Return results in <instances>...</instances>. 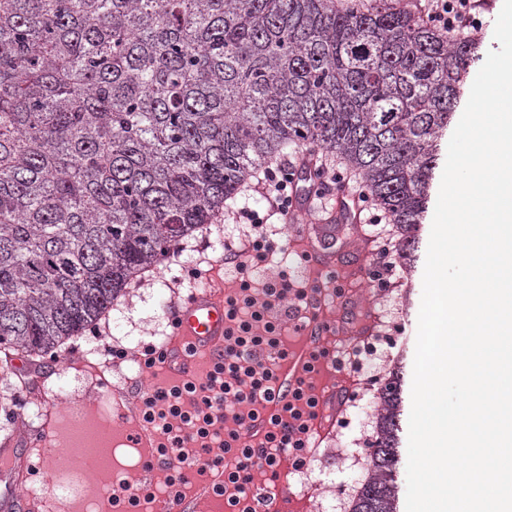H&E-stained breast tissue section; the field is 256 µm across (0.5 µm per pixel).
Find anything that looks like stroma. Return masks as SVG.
Returning <instances> with one entry per match:
<instances>
[{
  "mask_svg": "<svg viewBox=\"0 0 512 512\" xmlns=\"http://www.w3.org/2000/svg\"><path fill=\"white\" fill-rule=\"evenodd\" d=\"M245 205L260 210L265 203L251 190L242 191L225 207L219 223L210 231L189 239L166 265L132 283L106 319L99 322L97 331L75 338L59 357L33 363L20 378L10 382L0 379V440L11 436L18 424L39 427L42 410L58 404L63 407V423L72 425L73 407L93 385L92 376L77 366L81 360L104 368L107 384L101 390V419L113 424V388H126L128 379L139 373L145 348L169 337L170 304L210 288L208 272L223 257L225 245L240 246L262 231L288 240L298 233V226L290 223L267 224L260 229L233 223L234 210ZM397 241V233L390 224L374 228L340 223L334 229L328 252L335 264L351 270L368 263L373 249L382 245L391 248ZM426 254V249H419L412 277L395 271L394 287L381 288L371 279L355 276L344 285L343 301L328 300V310L334 311L348 327L355 329L367 320L383 330L375 340L365 334L336 336L328 345L329 351L347 352L374 342L378 369L370 380L361 381L356 375H349L355 397L335 414L326 440L312 449L308 469L298 471L291 460L282 461L279 477L288 484V512H346L365 479L370 467L369 443L379 392L395 365H402L405 378L413 376ZM114 348L123 350V357H112L110 351ZM29 485L62 503H82L86 512H93L95 507L94 501L85 495L86 478L67 472L47 473L37 456L32 459Z\"/></svg>",
  "mask_w": 512,
  "mask_h": 512,
  "instance_id": "stroma-1",
  "label": "stroma"
}]
</instances>
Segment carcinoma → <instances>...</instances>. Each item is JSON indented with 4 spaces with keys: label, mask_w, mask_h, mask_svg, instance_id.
<instances>
[{
    "label": "carcinoma",
    "mask_w": 512,
    "mask_h": 512,
    "mask_svg": "<svg viewBox=\"0 0 512 512\" xmlns=\"http://www.w3.org/2000/svg\"><path fill=\"white\" fill-rule=\"evenodd\" d=\"M479 42L388 0H0V376L53 355L288 148L355 170L416 261ZM404 375L349 512H398Z\"/></svg>",
    "instance_id": "obj_1"
}]
</instances>
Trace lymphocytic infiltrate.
Masks as SVG:
<instances>
[{"instance_id": "lymphocytic-infiltrate-1", "label": "lymphocytic infiltrate", "mask_w": 512, "mask_h": 512, "mask_svg": "<svg viewBox=\"0 0 512 512\" xmlns=\"http://www.w3.org/2000/svg\"><path fill=\"white\" fill-rule=\"evenodd\" d=\"M480 0H434L430 19L443 27L477 25ZM303 162L268 169L262 193L272 214L285 216L296 199L295 178ZM273 245L258 236L251 255L227 251L224 261L239 275L238 288L226 296L227 316L233 326L227 334L224 363L184 387L157 389L144 404L149 420L158 422L165 437L159 448L163 466L171 468L169 482L188 483L190 476L229 464L222 493L236 512H252L248 502L255 471H269L278 452H292L295 468L308 463L307 444L318 401L310 378L300 379L291 400L283 404L259 447H241L237 441L249 420L268 399L275 380V358L284 349L273 313L304 303L309 284L287 273L254 277L250 270L265 261Z\"/></svg>"}]
</instances>
